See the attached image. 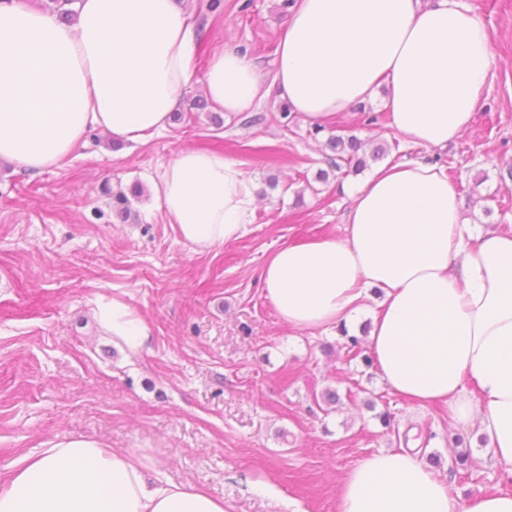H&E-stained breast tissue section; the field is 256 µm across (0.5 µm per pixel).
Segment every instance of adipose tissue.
I'll return each instance as SVG.
<instances>
[{"mask_svg":"<svg viewBox=\"0 0 512 512\" xmlns=\"http://www.w3.org/2000/svg\"><path fill=\"white\" fill-rule=\"evenodd\" d=\"M199 37L177 0H78L70 22L32 0H0V161L42 173L92 130L148 142L196 82L215 109L250 110L263 90L255 63L218 50L196 75ZM494 66L488 28L466 0H295L274 84L315 127L386 87L389 127L443 150L472 126ZM151 189L200 252L238 240L256 201L238 162L190 147ZM352 196L343 236L273 252L265 296L290 330L306 332L349 323L379 291L369 341L381 378L417 405L447 404L456 426H478L507 486L456 496L424 459L382 451L343 477L336 512H512V231L474 232L447 167L423 159L378 168ZM95 316L129 353L151 342L147 320L121 298ZM0 512L229 508L166 479L147 455L81 435L20 459L0 483Z\"/></svg>","mask_w":512,"mask_h":512,"instance_id":"adipose-tissue-1","label":"adipose tissue"}]
</instances>
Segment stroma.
I'll return each instance as SVG.
<instances>
[{"instance_id":"1","label":"stroma","mask_w":512,"mask_h":512,"mask_svg":"<svg viewBox=\"0 0 512 512\" xmlns=\"http://www.w3.org/2000/svg\"><path fill=\"white\" fill-rule=\"evenodd\" d=\"M470 2L496 66L471 128L442 157L479 232L512 227V0ZM287 24L282 0H224L205 21L198 71L212 52L241 49L269 83L249 111H191L196 85L176 106L184 120L144 145L92 131L53 170L0 165V479L23 453L85 435L152 456L164 476L224 498L229 512H336L344 475L374 453L408 449L412 433L420 456L437 455L451 492L500 490L478 429L455 428L443 404L392 392L363 363L368 344L355 358L339 329L290 331L264 294L270 255L341 235L350 192L367 178L317 180L329 134L394 143L369 170L428 155L352 110L320 133L283 115L270 80ZM185 147L223 152L256 185L242 237L206 253L175 232L151 193L150 175ZM134 187L120 218L112 194ZM115 296L152 329L133 358L92 314L95 300ZM328 388L339 403H324ZM465 447L471 468L449 474L453 449Z\"/></svg>"}]
</instances>
